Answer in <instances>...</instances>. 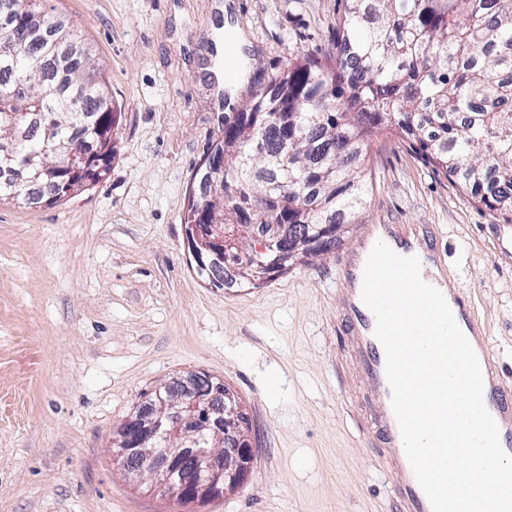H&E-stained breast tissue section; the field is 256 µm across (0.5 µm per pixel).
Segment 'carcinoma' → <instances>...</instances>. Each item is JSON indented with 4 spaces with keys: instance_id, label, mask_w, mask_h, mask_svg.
I'll use <instances>...</instances> for the list:
<instances>
[{
    "instance_id": "cac0c4a2",
    "label": "carcinoma",
    "mask_w": 512,
    "mask_h": 512,
    "mask_svg": "<svg viewBox=\"0 0 512 512\" xmlns=\"http://www.w3.org/2000/svg\"><path fill=\"white\" fill-rule=\"evenodd\" d=\"M16 12L43 15L42 35L0 10V141L16 135L21 112L66 123L62 136L95 138L69 98L112 121L106 79L74 31L56 23L41 0H12ZM41 67L10 54L23 41ZM336 53L296 55L244 112L224 123V224H277L282 245L314 234L317 224L343 233L366 205L371 143L393 135L448 181L491 210H512V0H345L336 21ZM64 88L46 100L32 90L7 97L15 80ZM288 152L287 167L254 151ZM266 196L265 207L251 205Z\"/></svg>"
}]
</instances>
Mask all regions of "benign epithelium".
<instances>
[{
	"instance_id": "obj_1",
	"label": "benign epithelium",
	"mask_w": 512,
	"mask_h": 512,
	"mask_svg": "<svg viewBox=\"0 0 512 512\" xmlns=\"http://www.w3.org/2000/svg\"><path fill=\"white\" fill-rule=\"evenodd\" d=\"M55 122L43 124L42 141L59 156L47 164L31 155L21 164L17 161V141L0 144V169L5 171L7 197L15 202L34 199L54 202L74 193L79 182L97 179L104 160L96 143L76 149L60 136ZM204 165L210 173L209 185L224 184V147L211 148ZM250 238L259 257L230 267L233 276H246L259 282L269 278L277 268L320 250V239L335 238L336 225L323 224L320 238H311L298 248L285 249L278 243L275 226L249 225ZM188 247L196 263L209 271L210 279L219 283L224 263L231 255H239L237 234H229L214 215L200 208L192 223L185 225ZM201 373L189 371L170 383L156 388L148 402L133 413L120 427L113 440L114 461L129 476L147 471L153 476V490L173 501L189 505L224 496L239 488L247 478L252 461L243 421L244 412L238 397L224 385V380L207 376V397L195 391ZM224 448L215 450L216 443Z\"/></svg>"
}]
</instances>
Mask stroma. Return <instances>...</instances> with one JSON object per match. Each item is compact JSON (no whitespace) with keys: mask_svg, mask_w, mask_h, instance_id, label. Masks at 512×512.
<instances>
[{"mask_svg":"<svg viewBox=\"0 0 512 512\" xmlns=\"http://www.w3.org/2000/svg\"><path fill=\"white\" fill-rule=\"evenodd\" d=\"M112 90L109 178L51 204H0V512H395L338 307L341 249L254 288L196 274L184 215L224 135L205 68L214 24L249 40L240 111L297 53L332 54L344 0H46ZM364 224H430L512 383V214L474 203L394 137L370 149ZM223 379L251 471L183 507L115 463L112 440L155 387Z\"/></svg>","mask_w":512,"mask_h":512,"instance_id":"1","label":"stroma"}]
</instances>
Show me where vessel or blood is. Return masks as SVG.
Segmentation results:
<instances>
[{
    "instance_id": "vessel-or-blood-1",
    "label": "vessel or blood",
    "mask_w": 512,
    "mask_h": 512,
    "mask_svg": "<svg viewBox=\"0 0 512 512\" xmlns=\"http://www.w3.org/2000/svg\"><path fill=\"white\" fill-rule=\"evenodd\" d=\"M385 242L395 253L417 256L422 279L450 294L453 316L471 343L482 368L484 404L499 428L503 449L512 454V386L506 385L493 359L487 331L466 304L458 289L449 288L445 263L433 228L427 224H366L338 274V295L342 303L345 330L351 339L358 375L371 390V409L378 432L389 447L395 448L399 475L395 498L399 512H432L428 497L418 484L405 451L399 425L391 406V389L385 373V351L374 335L375 317L361 298L363 272L376 242Z\"/></svg>"
}]
</instances>
